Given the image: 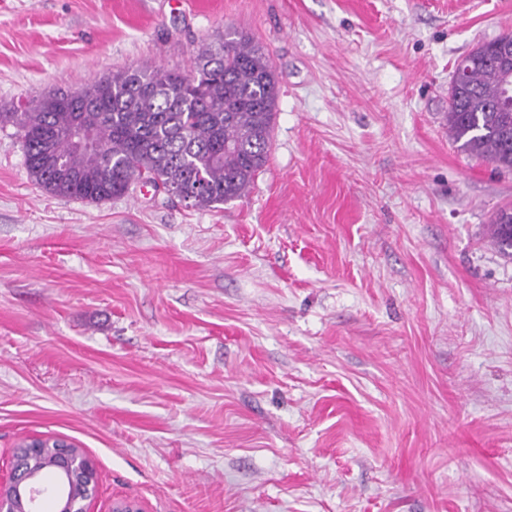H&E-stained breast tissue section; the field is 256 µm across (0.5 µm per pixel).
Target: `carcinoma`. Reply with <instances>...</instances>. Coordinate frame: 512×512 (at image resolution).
I'll use <instances>...</instances> for the list:
<instances>
[{
	"mask_svg": "<svg viewBox=\"0 0 512 512\" xmlns=\"http://www.w3.org/2000/svg\"><path fill=\"white\" fill-rule=\"evenodd\" d=\"M449 94L448 131L458 148L512 170V112L500 107L503 71L480 45ZM98 117L89 146L74 140L84 101L57 91L23 112H0L20 133L25 165L46 193L101 203L136 182L172 190L208 209L243 197L268 160L277 82L261 46L229 27L189 74L156 65L115 72L89 86ZM500 250L512 256V208L493 218Z\"/></svg>",
	"mask_w": 512,
	"mask_h": 512,
	"instance_id": "carcinoma-1",
	"label": "carcinoma"
}]
</instances>
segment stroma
Segmentation results:
<instances>
[{"instance_id": "1", "label": "stroma", "mask_w": 512, "mask_h": 512, "mask_svg": "<svg viewBox=\"0 0 512 512\" xmlns=\"http://www.w3.org/2000/svg\"><path fill=\"white\" fill-rule=\"evenodd\" d=\"M228 25L278 86L240 199L54 197L0 127V468L63 436L94 512H512V172L448 134L512 0H0V112ZM492 234L500 250L512 256V208L498 210L492 222Z\"/></svg>"}]
</instances>
